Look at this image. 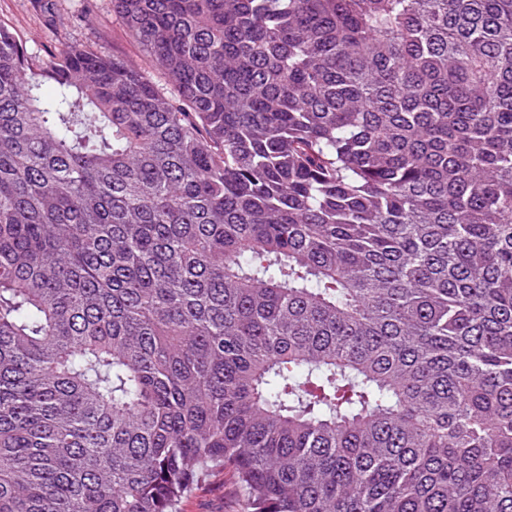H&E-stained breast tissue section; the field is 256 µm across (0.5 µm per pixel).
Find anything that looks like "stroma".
<instances>
[{"instance_id":"1","label":"stroma","mask_w":512,"mask_h":512,"mask_svg":"<svg viewBox=\"0 0 512 512\" xmlns=\"http://www.w3.org/2000/svg\"><path fill=\"white\" fill-rule=\"evenodd\" d=\"M0 0V24L9 27L36 60H51L69 43H82L123 58L150 76L158 71L140 43L113 13L111 0ZM182 512H242L243 497L232 473L218 472L181 505Z\"/></svg>"}]
</instances>
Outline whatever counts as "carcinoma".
I'll list each match as a JSON object with an SVG mask.
<instances>
[{"mask_svg": "<svg viewBox=\"0 0 512 512\" xmlns=\"http://www.w3.org/2000/svg\"><path fill=\"white\" fill-rule=\"evenodd\" d=\"M111 2L0 24V512H512V0ZM0 0V24L9 27L36 60L48 62L69 43H82L123 58L157 81L160 74L140 43L112 12L111 0ZM243 497L231 472L215 473L181 505L183 512H243Z\"/></svg>", "mask_w": 512, "mask_h": 512, "instance_id": "obj_1", "label": "carcinoma"}]
</instances>
